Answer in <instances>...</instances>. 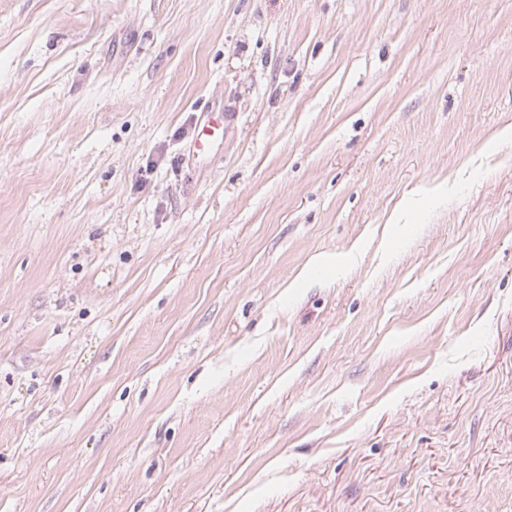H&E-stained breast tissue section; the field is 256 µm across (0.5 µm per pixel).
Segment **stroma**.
<instances>
[{
    "instance_id": "1",
    "label": "stroma",
    "mask_w": 512,
    "mask_h": 512,
    "mask_svg": "<svg viewBox=\"0 0 512 512\" xmlns=\"http://www.w3.org/2000/svg\"><path fill=\"white\" fill-rule=\"evenodd\" d=\"M0 512H512V0H0ZM233 119L234 109L229 103L224 104L223 111L208 110L204 112V121L191 145L190 154L196 156L204 153L216 135L224 138V134L232 124Z\"/></svg>"
}]
</instances>
